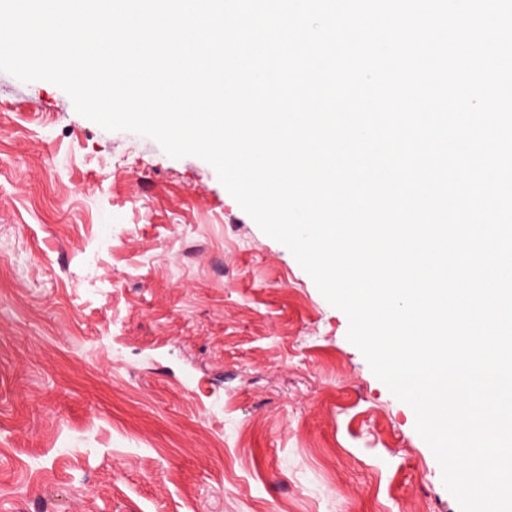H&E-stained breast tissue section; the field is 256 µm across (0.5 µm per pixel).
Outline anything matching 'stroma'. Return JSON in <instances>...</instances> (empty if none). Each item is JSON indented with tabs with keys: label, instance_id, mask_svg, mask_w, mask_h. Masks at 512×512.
Listing matches in <instances>:
<instances>
[{
	"label": "stroma",
	"instance_id": "obj_1",
	"mask_svg": "<svg viewBox=\"0 0 512 512\" xmlns=\"http://www.w3.org/2000/svg\"><path fill=\"white\" fill-rule=\"evenodd\" d=\"M213 167L0 71V512H460Z\"/></svg>",
	"mask_w": 512,
	"mask_h": 512
}]
</instances>
